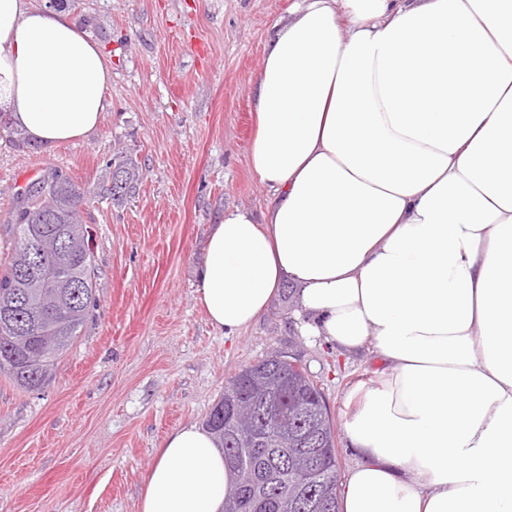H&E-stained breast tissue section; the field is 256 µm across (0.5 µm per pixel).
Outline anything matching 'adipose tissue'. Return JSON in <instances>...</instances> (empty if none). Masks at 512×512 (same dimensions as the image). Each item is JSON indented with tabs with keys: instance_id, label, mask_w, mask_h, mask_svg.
I'll return each mask as SVG.
<instances>
[{
	"instance_id": "ef3b65f1",
	"label": "adipose tissue",
	"mask_w": 512,
	"mask_h": 512,
	"mask_svg": "<svg viewBox=\"0 0 512 512\" xmlns=\"http://www.w3.org/2000/svg\"><path fill=\"white\" fill-rule=\"evenodd\" d=\"M250 95L263 212L225 210L195 299L233 336L298 284L311 335L381 369L343 512H512V0H292ZM112 79L67 12L0 0V107L95 130ZM224 455L170 432L141 512H222Z\"/></svg>"
}]
</instances>
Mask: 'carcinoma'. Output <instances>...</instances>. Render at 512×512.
I'll use <instances>...</instances> for the list:
<instances>
[{"instance_id":"carcinoma-1","label":"carcinoma","mask_w":512,"mask_h":512,"mask_svg":"<svg viewBox=\"0 0 512 512\" xmlns=\"http://www.w3.org/2000/svg\"><path fill=\"white\" fill-rule=\"evenodd\" d=\"M0 132L17 148L30 146L3 112ZM108 169L104 180L81 186L50 168L13 194L15 250L0 272V376L21 389L50 379L88 319L98 271L82 209L103 200L124 203L140 179L137 160L123 149L112 154ZM287 358L275 351L243 365L206 417L205 428L237 477V493L226 498L224 512H251L254 496L271 503L267 512H311L305 504L312 501L323 502L320 512H340L333 418L307 370ZM260 385L273 388L271 401L282 406L288 425L259 414L244 438L224 404L233 396L265 405Z\"/></svg>"}]
</instances>
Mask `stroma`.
<instances>
[{
    "instance_id": "1",
    "label": "stroma",
    "mask_w": 512,
    "mask_h": 512,
    "mask_svg": "<svg viewBox=\"0 0 512 512\" xmlns=\"http://www.w3.org/2000/svg\"><path fill=\"white\" fill-rule=\"evenodd\" d=\"M291 0H57L105 55L112 82L101 125L83 139L17 149L0 137V239L15 188L59 167L97 182L115 150L141 165L127 205L90 206L96 302L42 387L0 377V512H139L165 437L203 423L224 384L275 351L294 354L321 389L338 471L358 460L348 394L377 362L306 335L296 300L276 294L240 335L213 328L194 284L209 227L224 209L260 210L269 192L248 163L250 87Z\"/></svg>"
}]
</instances>
